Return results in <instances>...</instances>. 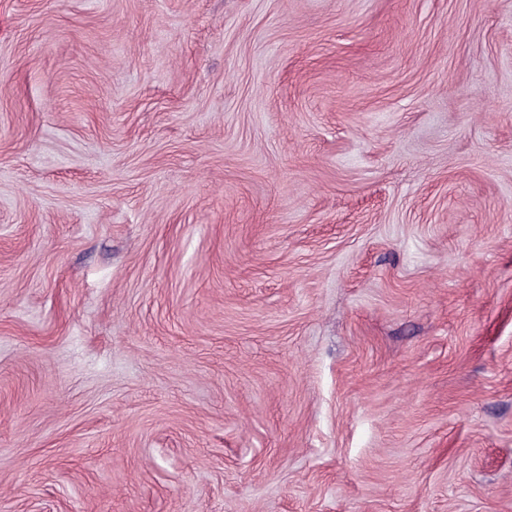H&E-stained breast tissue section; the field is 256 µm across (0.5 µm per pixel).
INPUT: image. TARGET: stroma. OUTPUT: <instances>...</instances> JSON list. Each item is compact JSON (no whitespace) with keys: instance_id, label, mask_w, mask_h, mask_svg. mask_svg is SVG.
Returning <instances> with one entry per match:
<instances>
[{"instance_id":"35a3bbf8","label":"stroma","mask_w":512,"mask_h":512,"mask_svg":"<svg viewBox=\"0 0 512 512\" xmlns=\"http://www.w3.org/2000/svg\"><path fill=\"white\" fill-rule=\"evenodd\" d=\"M0 512H512V0H0Z\"/></svg>"}]
</instances>
